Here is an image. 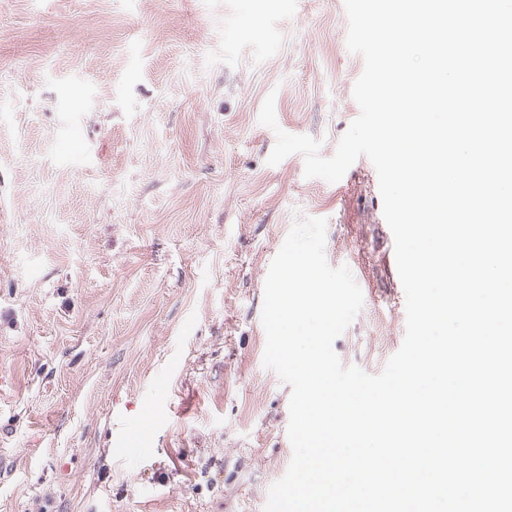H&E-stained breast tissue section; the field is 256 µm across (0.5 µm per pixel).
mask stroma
Returning a JSON list of instances; mask_svg holds the SVG:
<instances>
[{
    "mask_svg": "<svg viewBox=\"0 0 512 512\" xmlns=\"http://www.w3.org/2000/svg\"><path fill=\"white\" fill-rule=\"evenodd\" d=\"M344 0H0V512H264L292 459L264 367L269 267L295 221L363 304L334 342L400 348L378 176L335 183L364 61Z\"/></svg>",
    "mask_w": 512,
    "mask_h": 512,
    "instance_id": "obj_1",
    "label": "stroma"
}]
</instances>
